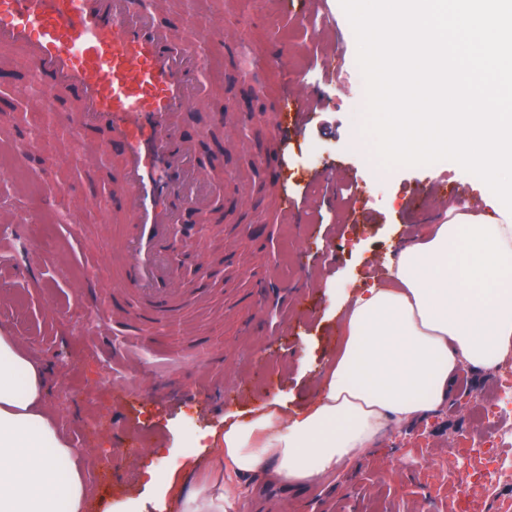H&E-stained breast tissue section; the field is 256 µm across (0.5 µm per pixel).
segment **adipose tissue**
<instances>
[{
	"label": "adipose tissue",
	"mask_w": 512,
	"mask_h": 512,
	"mask_svg": "<svg viewBox=\"0 0 512 512\" xmlns=\"http://www.w3.org/2000/svg\"><path fill=\"white\" fill-rule=\"evenodd\" d=\"M387 266L385 281L345 300L344 331L314 396L271 399L212 432L233 474L312 485L368 452L389 425L438 410L460 365L512 355V219L448 208ZM47 367L0 331V512H87V458L54 424Z\"/></svg>",
	"instance_id": "ef3b65f1"
}]
</instances>
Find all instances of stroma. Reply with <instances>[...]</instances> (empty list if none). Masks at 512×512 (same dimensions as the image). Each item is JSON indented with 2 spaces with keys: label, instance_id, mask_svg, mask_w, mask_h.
<instances>
[{
  "label": "stroma",
  "instance_id": "1",
  "mask_svg": "<svg viewBox=\"0 0 512 512\" xmlns=\"http://www.w3.org/2000/svg\"><path fill=\"white\" fill-rule=\"evenodd\" d=\"M212 8L202 16L194 0H171L158 17L208 32V97L184 115L179 134L212 170L224 206L187 288L196 302L144 325L125 359L101 345L96 311L77 301L88 277L112 285L109 258L125 231L109 218L118 204L113 168L80 159L63 100L50 113L26 102L25 121L10 123L12 148L0 149V212L27 227L0 247V331L50 368L57 426L92 460L89 512H108L128 495L143 512H157L142 485L147 464L177 468L164 512H183L194 462L214 454L193 438L275 396L292 408L307 402L343 342L328 317L337 303L383 279L404 239L436 223L442 208H485L481 179L453 161L383 170L365 161V86L340 0H213ZM289 74L314 107L281 143L274 132ZM42 126V157H27V133ZM215 141L224 151L213 156L207 147ZM436 171L446 191H433ZM285 196L297 210L286 220ZM269 283L286 288L288 300L248 313L252 288ZM458 374L466 388H455L437 412L388 429L343 475L301 490L259 480L230 506L289 512L301 497V512H457L458 476L448 459L458 434L477 442L492 434L476 413L494 410L499 392L497 371L463 365Z\"/></svg>",
  "mask_w": 512,
  "mask_h": 512
}]
</instances>
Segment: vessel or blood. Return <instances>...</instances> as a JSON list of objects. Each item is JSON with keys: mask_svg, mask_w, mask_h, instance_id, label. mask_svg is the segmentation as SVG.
<instances>
[{"mask_svg": "<svg viewBox=\"0 0 512 512\" xmlns=\"http://www.w3.org/2000/svg\"><path fill=\"white\" fill-rule=\"evenodd\" d=\"M201 40L159 22L145 0H0V46L18 52L55 94L67 95L76 145L90 157L120 146L116 187L135 231L114 256L124 281L153 302L156 315L178 311L179 278L168 259L180 199L206 210L210 175L177 139L183 112L204 98ZM98 333L137 332L117 298L87 289Z\"/></svg>", "mask_w": 512, "mask_h": 512, "instance_id": "1", "label": "vessel or blood"}]
</instances>
